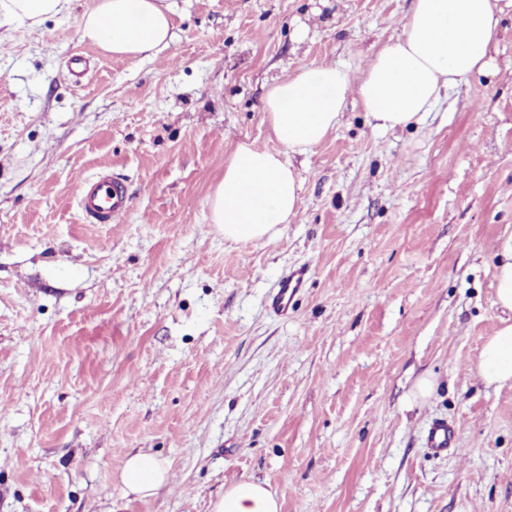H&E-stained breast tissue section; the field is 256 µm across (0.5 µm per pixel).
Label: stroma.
<instances>
[{
    "instance_id": "1",
    "label": "stroma",
    "mask_w": 512,
    "mask_h": 512,
    "mask_svg": "<svg viewBox=\"0 0 512 512\" xmlns=\"http://www.w3.org/2000/svg\"><path fill=\"white\" fill-rule=\"evenodd\" d=\"M170 2L150 59L80 40L95 0L0 27V512H212L247 478L281 512H512V386L476 372L512 235V7L492 73L394 132L349 98L290 157L297 214L234 244L210 197L239 143L277 149L270 85L303 65L361 77L412 0ZM100 171L125 184L119 223L78 211ZM438 420L456 444L433 455ZM140 450L169 467L153 498L121 479ZM309 278V270L305 267L291 269L285 274L279 283L277 291L268 300L269 308L277 315L288 312L289 306L306 287Z\"/></svg>"
}]
</instances>
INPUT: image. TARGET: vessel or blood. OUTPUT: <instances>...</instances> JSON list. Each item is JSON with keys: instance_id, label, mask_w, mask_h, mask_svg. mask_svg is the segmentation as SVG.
<instances>
[{"instance_id": "b4317fda", "label": "vessel or blood", "mask_w": 512, "mask_h": 512, "mask_svg": "<svg viewBox=\"0 0 512 512\" xmlns=\"http://www.w3.org/2000/svg\"><path fill=\"white\" fill-rule=\"evenodd\" d=\"M76 196L83 219L90 224L117 223L130 208L124 184L104 172L79 180ZM308 278L307 268L289 270L268 300L270 309L278 315L286 314L289 306L305 288ZM454 438L453 429L447 423L438 422L428 432V445L433 453L439 454L452 447Z\"/></svg>"}]
</instances>
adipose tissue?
<instances>
[{"mask_svg":"<svg viewBox=\"0 0 512 512\" xmlns=\"http://www.w3.org/2000/svg\"><path fill=\"white\" fill-rule=\"evenodd\" d=\"M71 0H0V27L33 24L66 13ZM503 9L499 0H413L402 33L374 55L360 79L336 65H305L275 81L263 104L279 143L273 151L237 146L210 204V221L233 243L276 237L301 204L300 175L286 152L306 154L338 125L349 96H356L375 128L394 130L421 122L442 91L494 68L491 47ZM81 41L119 56H153L172 39L168 0H98L78 24ZM496 303L505 311L485 340L477 373L487 384H512V236L503 243L494 273ZM127 492L155 496L168 482L153 454L128 457L122 470ZM213 512H280L266 484L245 480L225 490Z\"/></svg>","mask_w":512,"mask_h":512,"instance_id":"adipose-tissue-1","label":"adipose tissue"}]
</instances>
